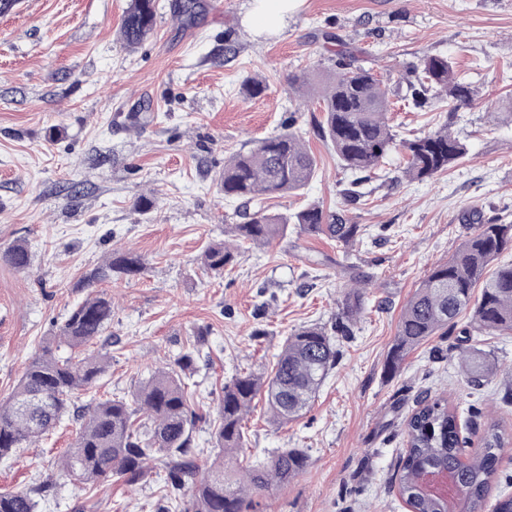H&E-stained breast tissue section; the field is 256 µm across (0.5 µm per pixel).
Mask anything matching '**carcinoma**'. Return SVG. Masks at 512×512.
I'll return each instance as SVG.
<instances>
[{
  "label": "carcinoma",
  "instance_id": "1",
  "mask_svg": "<svg viewBox=\"0 0 512 512\" xmlns=\"http://www.w3.org/2000/svg\"><path fill=\"white\" fill-rule=\"evenodd\" d=\"M154 0H132L120 28L123 42L135 46L154 30ZM415 107L448 102L453 109L471 106L477 92L456 75L444 56H426L416 82L410 84ZM323 112L318 135L328 143L340 165L371 175L396 149L405 156L404 176L428 181L457 166L468 154L467 144L444 125L401 142L390 123L389 89L380 75L353 58L339 63L320 92ZM294 120L247 151L233 154L219 181L224 196L241 206L238 224L228 225L234 243L214 242L203 254L205 267L221 272L233 264L244 244L260 246L282 238L293 224L306 234L325 236L347 248L360 236L361 226L348 224L337 213L310 203L290 214H272L258 206L265 197L303 191L317 171L315 155L293 129ZM512 242V224H477L446 262L435 265L405 303L397 336L386 361L396 371L407 353L457 319L470 313L467 336L512 332V262L499 256ZM16 270L31 265L27 246L17 242L0 254ZM495 271L487 273L491 264ZM144 263L134 254L108 257L85 274L80 286L91 288L112 274L134 276ZM481 286L479 295L474 288ZM112 321V299L90 293L58 326L41 352L29 362L11 396L0 402V459L49 436L66 418L79 422L75 443L65 455L60 475L88 484L118 477L133 485L151 462L165 463V485L176 502L175 512H254V497L288 483L307 466L299 448H282L253 464L238 477L234 467L243 447L242 422L256 395L264 394L273 421L284 424L301 415L336 365V349L322 327H303L286 337L271 371L235 375L224 384L219 416L212 433L216 454L199 474L193 445L196 419L183 375L193 369L194 353H180L174 366L155 372L130 397L96 398L90 394L107 368L104 354L83 357L62 350L81 348L103 335ZM460 366L474 386L497 373L496 363L481 349L468 346L459 354ZM406 448L400 456L397 485L410 512H512V496L502 494L489 504L498 475L500 451L509 435L497 422L484 426L480 446L465 453L456 410L443 397L425 395L405 423ZM433 468L448 471L458 489L448 503L419 488L421 474ZM54 488L51 479L26 490L0 492V512H36L39 501Z\"/></svg>",
  "mask_w": 512,
  "mask_h": 512
}]
</instances>
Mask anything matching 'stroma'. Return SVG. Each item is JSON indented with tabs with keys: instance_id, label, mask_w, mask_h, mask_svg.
I'll list each match as a JSON object with an SVG mask.
<instances>
[{
	"instance_id": "1",
	"label": "stroma",
	"mask_w": 512,
	"mask_h": 512,
	"mask_svg": "<svg viewBox=\"0 0 512 512\" xmlns=\"http://www.w3.org/2000/svg\"><path fill=\"white\" fill-rule=\"evenodd\" d=\"M0 14V250L29 246L31 266L0 262V401L7 399L42 342L85 299L82 277L116 253L141 256L136 276L116 275L111 359L98 395L131 394L197 349L189 381L198 419L193 438L210 445L222 388L237 371L270 369L286 336L317 324L332 331L335 368L297 420L279 425L263 399L244 421L243 463L277 448H302L305 470L260 499L257 512H408L395 473L404 420L422 391L457 406L462 438L476 447L486 422L512 434V335L483 337L497 374L468 383L458 363L465 338L437 333L385 370L401 310L430 268L448 261L473 228L512 224V0H305L283 30L246 23L248 0H198L192 20L180 0H156L155 32L139 45L119 37L130 0H25ZM369 58L391 90L401 136L451 123L468 154L432 180L408 181L403 156H388L380 178L355 185L316 134L317 98L288 89L299 69L332 73L341 52ZM451 57L478 86L469 108L414 109L403 95L423 57ZM264 91L245 97L246 77ZM294 120L318 173L302 194L264 200L272 213L316 202L362 225L350 249L289 227L264 248L243 247L232 266L202 265L239 203L219 186L233 153ZM360 198L345 203V190ZM153 206L142 210L140 197ZM361 310L347 336L334 334L350 288ZM76 426L0 459V491L57 479L38 512H157L158 473L129 486L82 485L59 477Z\"/></svg>"
}]
</instances>
